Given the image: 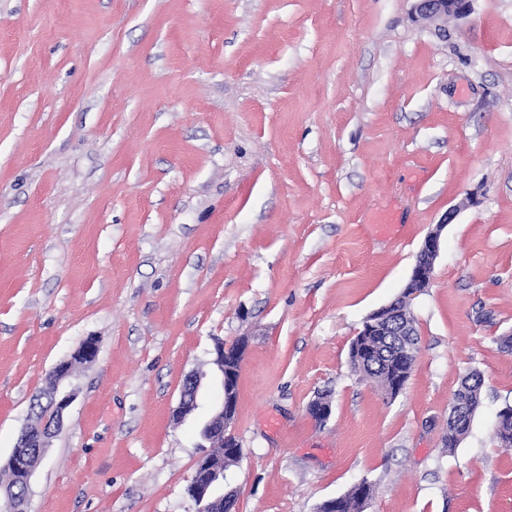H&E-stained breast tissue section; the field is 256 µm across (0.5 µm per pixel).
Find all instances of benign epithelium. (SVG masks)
Wrapping results in <instances>:
<instances>
[{
	"label": "benign epithelium",
	"mask_w": 512,
	"mask_h": 512,
	"mask_svg": "<svg viewBox=\"0 0 512 512\" xmlns=\"http://www.w3.org/2000/svg\"><path fill=\"white\" fill-rule=\"evenodd\" d=\"M471 0H414V18L423 24L446 21L450 17H463L470 9ZM456 216V210L448 212L442 223L435 225L426 235L417 253L415 263L401 299H408L429 287L435 261L440 250L444 229ZM395 304L376 311L364 322L359 335L370 336L388 326L394 314ZM97 356V342L93 338L83 340L71 359L56 364L49 372L48 406L42 421H32L22 428L16 447L3 463V467L16 472L23 492L18 493L12 487L5 488L0 494V512H29L27 489L38 464L43 460L50 447L52 438L63 426L66 410L75 398V392L61 389L62 383L72 375L75 363L90 365ZM201 379L195 373L185 377L177 410L179 417L192 413L198 406L197 399ZM224 397L218 411L207 421L202 436L210 443L211 451L197 460L194 473L189 482V495L195 504L196 512H224V498L213 497L215 486L224 479V450L229 445L235 455H241L240 445L232 432L231 424L236 405L229 385H223ZM310 416L318 423H326L332 415V404L325 397L319 398L309 406Z\"/></svg>",
	"instance_id": "obj_1"
}]
</instances>
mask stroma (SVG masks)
Masks as SVG:
<instances>
[{
	"label": "stroma",
	"mask_w": 512,
	"mask_h": 512,
	"mask_svg": "<svg viewBox=\"0 0 512 512\" xmlns=\"http://www.w3.org/2000/svg\"><path fill=\"white\" fill-rule=\"evenodd\" d=\"M412 6L0 0V458L49 370L98 346L31 512H194L219 340L247 344L236 512H317L363 480L364 512H512L493 434L512 405V0L444 27ZM453 206L387 398L351 343ZM474 370L482 407L450 450ZM200 385L201 379L196 373H189L185 377L177 410V415L180 418L192 413L197 408Z\"/></svg>",
	"instance_id": "obj_1"
}]
</instances>
